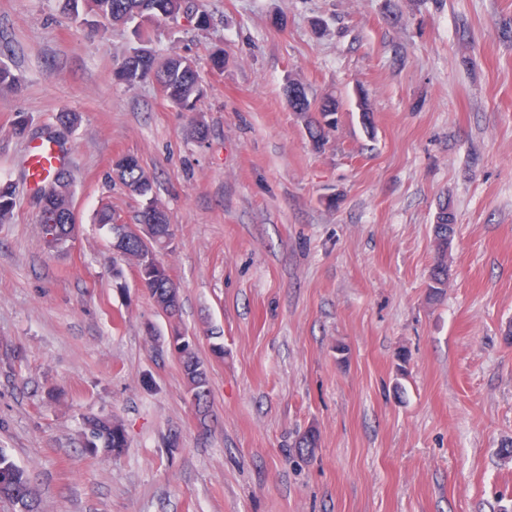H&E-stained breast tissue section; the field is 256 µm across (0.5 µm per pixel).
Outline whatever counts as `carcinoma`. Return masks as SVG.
<instances>
[{
  "label": "carcinoma",
  "mask_w": 512,
  "mask_h": 512,
  "mask_svg": "<svg viewBox=\"0 0 512 512\" xmlns=\"http://www.w3.org/2000/svg\"><path fill=\"white\" fill-rule=\"evenodd\" d=\"M86 10L110 25H126L137 22L158 23L176 22L180 18L193 20L196 27L208 25V14L201 9L197 0H66L64 9L73 17H79V4ZM138 48L122 59L117 66V77L128 86H134L148 79L153 73L166 88L167 98L185 112L195 109L204 90L195 63L186 56L172 54L161 60L150 55L149 63H144ZM20 88L19 79L12 70L0 64V91L16 92ZM285 95L312 139L325 143L329 134L336 129V97L328 95L321 99L315 109L297 100L291 90ZM80 116L75 112H63L56 116V126L44 132L55 141L63 139V134L76 130ZM112 172L125 187L129 195L145 201L139 215L150 218L155 223L156 243L147 247L135 237L114 238L112 247L120 260L127 263L141 276L156 310L164 314L173 328L171 335L182 334L176 320L181 312V290L173 281L169 268L161 259V254L173 247L174 226L168 222L166 210L158 203L153 194V179L145 171L138 157L127 154L118 157L112 164ZM73 176L64 174L63 168L49 175L46 187L39 190L37 197L41 201L40 224L44 247L50 252H60L77 235L79 228L75 224L63 221L73 206ZM17 207V195L12 185H0V223H6L14 216ZM436 219L440 220L435 228L437 238V260L430 273L428 288L432 296L442 294L447 287L448 264V224L456 223V215L448 204L441 205ZM179 363L184 391L189 400L195 402L198 427L209 430L211 383L209 366L199 356L197 345L186 343L180 350ZM83 445L86 451L96 454L103 452L117 457L129 447L128 431L122 420L116 417L85 416L82 419ZM318 446L316 430L309 429L299 435L294 448L302 455H311ZM0 499L11 502L16 512H38L35 491L29 472L18 466L0 451Z\"/></svg>",
  "instance_id": "carcinoma-1"
}]
</instances>
